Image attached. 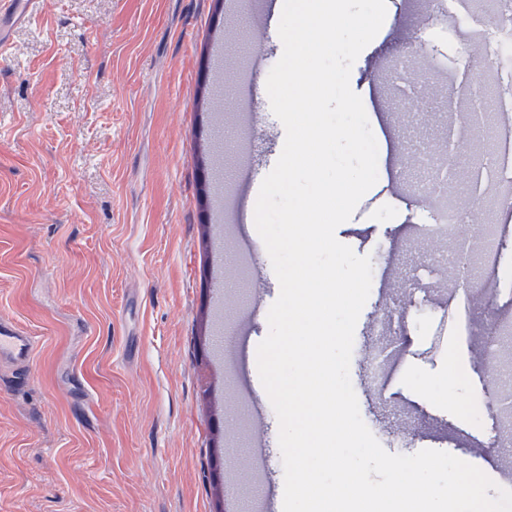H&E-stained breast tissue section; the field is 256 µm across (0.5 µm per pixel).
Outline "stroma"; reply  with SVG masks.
<instances>
[{"mask_svg": "<svg viewBox=\"0 0 512 512\" xmlns=\"http://www.w3.org/2000/svg\"><path fill=\"white\" fill-rule=\"evenodd\" d=\"M422 14L387 12L354 63L350 85L367 115L387 113L372 205L335 230L370 256L350 379L360 414L390 453L463 456L458 429L483 442L475 465L512 484V339L489 328L512 315V236L497 267L470 283L434 273L415 225L430 212L423 178L404 167L419 141L440 144L448 115L406 106L383 72L411 48ZM466 28H437L434 60L416 58L431 90L489 76L463 66ZM0 53V318L35 348L22 367L0 362V512H232L267 485L284 487L279 424L252 423L245 381L256 368L238 335L241 309L268 329L280 286L258 231L242 253L213 220L225 192L240 205L273 169L285 128L266 92L283 45L241 78L258 50L243 0L226 29L224 0H43L35 20L6 24ZM224 45V64L212 61ZM255 146L241 153V108ZM493 298L458 314L449 295ZM390 315L387 334L378 321ZM388 347L374 380L371 353ZM456 363L461 380L442 379ZM265 430L262 461L251 437Z\"/></svg>", "mask_w": 512, "mask_h": 512, "instance_id": "1", "label": "stroma"}]
</instances>
